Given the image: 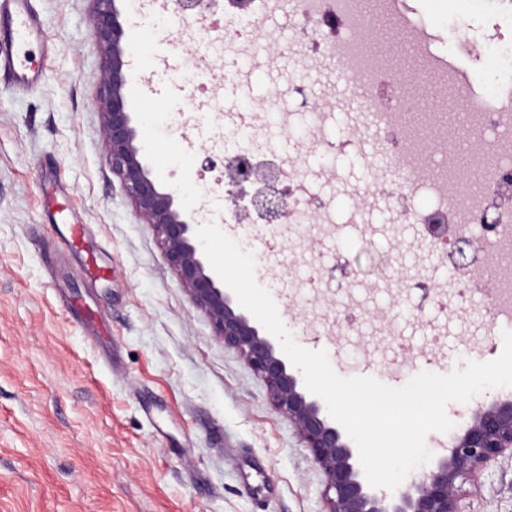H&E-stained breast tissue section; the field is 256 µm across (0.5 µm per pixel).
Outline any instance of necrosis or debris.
<instances>
[{"instance_id": "obj_1", "label": "necrosis or debris", "mask_w": 512, "mask_h": 512, "mask_svg": "<svg viewBox=\"0 0 512 512\" xmlns=\"http://www.w3.org/2000/svg\"><path fill=\"white\" fill-rule=\"evenodd\" d=\"M224 22L218 36L225 49L224 72L228 79L240 74L243 51L254 43L265 13L288 8L289 22L308 24L307 56L335 60L352 94L375 121L378 142L370 160L376 170L374 191L358 197L348 214L357 223L362 214L373 211L378 199L388 202L387 220L393 224H450L468 234L476 259L464 268L462 281L479 290L485 281L494 287L512 288V267L505 257L512 255V69L493 86L488 103L467 112L470 142L474 154L484 160L485 186L479 196L466 193V178L449 154L446 134L419 135L403 119L411 105L406 90H399L397 106L383 103L378 89L383 84V66H369L362 55L369 23L353 7L354 0H248L239 9L236 0H223ZM316 109L314 99L304 97L299 86L277 93L242 109L235 125L247 137H255L258 119L267 112L282 120L293 114V102ZM288 179L290 224H332L336 214L329 199L316 189L315 179L295 167L285 171ZM428 199L425 210L410 205L412 196Z\"/></svg>"}]
</instances>
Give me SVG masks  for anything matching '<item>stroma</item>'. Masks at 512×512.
Wrapping results in <instances>:
<instances>
[{
	"instance_id": "stroma-1",
	"label": "stroma",
	"mask_w": 512,
	"mask_h": 512,
	"mask_svg": "<svg viewBox=\"0 0 512 512\" xmlns=\"http://www.w3.org/2000/svg\"><path fill=\"white\" fill-rule=\"evenodd\" d=\"M500 0H406L404 11L430 34L425 48L399 38V24L377 19L375 53L409 59L448 57L472 73L484 96L500 74L497 58L457 48L489 32ZM48 37L45 80L26 91L0 78V512H325V477L310 462L295 427L239 352L225 347L191 302L106 162L96 108L99 54L91 0H32ZM168 33L129 55L126 103L155 178L177 187L184 209L206 203L207 222L253 255L255 279L274 300L294 340L326 351L337 374L371 376L400 387L423 370L447 374L465 361L498 358L511 325L485 311L486 292L461 303L452 244L422 241L414 225L391 224L377 207L361 224H266L257 210L237 216L207 156L224 153L234 105L267 98L300 81L319 98L322 130L360 127L375 140L357 102L336 79L334 61L303 64L288 53L282 12L266 16L277 54L243 69L242 94L223 89L224 50L193 22L171 16ZM167 56L173 69L144 77L140 60ZM198 63L218 98L180 94ZM293 130L269 123L281 159L307 174L323 172L322 193L337 215L371 178L362 158L336 161L299 149L308 122ZM65 213L85 225L95 276H80L51 221ZM344 271L343 287L307 288L310 269ZM353 306L354 325L342 324ZM479 490L465 488L460 512H512V457L484 470Z\"/></svg>"
}]
</instances>
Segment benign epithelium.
<instances>
[{"instance_id":"obj_1","label":"benign epithelium","mask_w":512,"mask_h":512,"mask_svg":"<svg viewBox=\"0 0 512 512\" xmlns=\"http://www.w3.org/2000/svg\"><path fill=\"white\" fill-rule=\"evenodd\" d=\"M92 36L99 52L97 108L102 117L107 161L144 223L150 225L168 264L192 303L209 319L224 346L241 353L264 379L274 408L288 419L307 448L312 465L325 477L326 512H459L462 485L478 488V475L492 462L512 455V399L496 398L472 410L465 427L448 440L434 466L392 496L371 488L358 467L355 450L308 398L298 375L271 340L237 310L224 282L210 271L196 237V220L183 210L178 191L160 185L145 162L138 130L125 103L128 43L115 0H92ZM203 0H173V11L187 19ZM283 172L273 167L224 163L228 196L240 210L253 206L268 220L281 219L287 193L278 188ZM262 183L268 193L246 198L245 186Z\"/></svg>"}]
</instances>
